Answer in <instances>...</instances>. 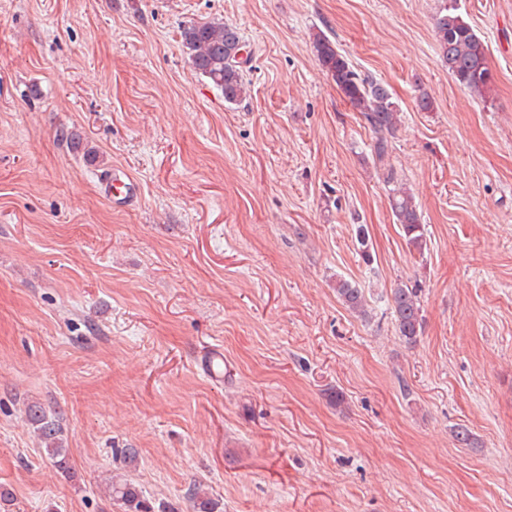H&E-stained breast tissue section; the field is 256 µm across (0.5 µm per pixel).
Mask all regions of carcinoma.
Segmentation results:
<instances>
[{
	"instance_id": "carcinoma-1",
	"label": "carcinoma",
	"mask_w": 512,
	"mask_h": 512,
	"mask_svg": "<svg viewBox=\"0 0 512 512\" xmlns=\"http://www.w3.org/2000/svg\"><path fill=\"white\" fill-rule=\"evenodd\" d=\"M435 35L448 73L470 93L480 97L485 95L494 83L487 47L457 13L455 5L444 6L436 17ZM181 38L194 70L221 89L225 102L240 101L247 92V83L239 56L243 40L238 28L222 21L193 22L183 27ZM314 49L336 89L353 109L360 112L372 132V157L383 171L384 181L393 182L391 139L399 123V108L392 93L385 83L357 73L326 36H316ZM390 208L409 249L423 251L427 247V230L413 196L401 186L392 189ZM356 238L362 260L370 263L373 256L364 225H357ZM335 291L337 299L349 312L362 319L369 317L367 297L355 280L337 279ZM389 306L398 335L407 345H415L423 329L419 289L406 284L391 289ZM24 414L58 473L66 479L73 478L67 448L63 445L59 413H50L41 404L33 402L27 404ZM112 498L121 502L124 512H168L163 505L154 506L128 480L112 485ZM190 501L191 512H216L218 508V504L197 487L192 490Z\"/></svg>"
}]
</instances>
